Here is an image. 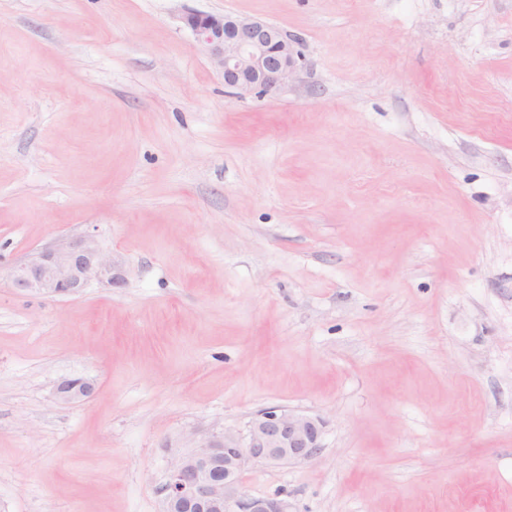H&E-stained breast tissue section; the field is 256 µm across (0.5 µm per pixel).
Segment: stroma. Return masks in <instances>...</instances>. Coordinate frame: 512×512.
<instances>
[{
  "label": "stroma",
  "instance_id": "1",
  "mask_svg": "<svg viewBox=\"0 0 512 512\" xmlns=\"http://www.w3.org/2000/svg\"><path fill=\"white\" fill-rule=\"evenodd\" d=\"M190 10L306 65L230 93ZM73 237L121 284L14 288ZM283 409L323 451L249 493L512 512V0H0V512H160L184 435ZM94 383L87 379H63L56 387L58 400L70 403L92 396Z\"/></svg>",
  "mask_w": 512,
  "mask_h": 512
}]
</instances>
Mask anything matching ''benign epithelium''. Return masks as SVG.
Here are the masks:
<instances>
[{
	"label": "benign epithelium",
	"mask_w": 512,
	"mask_h": 512,
	"mask_svg": "<svg viewBox=\"0 0 512 512\" xmlns=\"http://www.w3.org/2000/svg\"><path fill=\"white\" fill-rule=\"evenodd\" d=\"M224 78V86L243 93L272 94L287 86L304 67L297 42L277 26L227 13L191 11L180 17ZM112 256L90 238L62 240L17 265L14 288L49 297L80 294L93 280L116 285ZM94 383L64 379L58 400L70 403L92 396ZM324 421L290 410L265 411L248 424L246 435L231 431L184 437L187 451L171 460L159 487L161 512H291L285 498L254 496L242 474L256 463H300L322 451Z\"/></svg>",
	"instance_id": "1"
}]
</instances>
